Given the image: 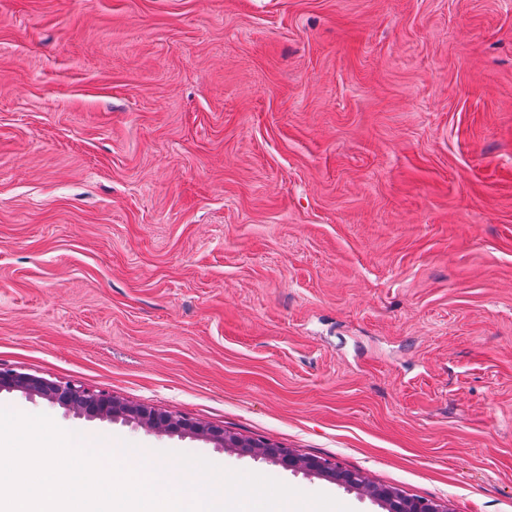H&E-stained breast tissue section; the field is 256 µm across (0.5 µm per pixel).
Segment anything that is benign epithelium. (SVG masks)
<instances>
[{
  "label": "benign epithelium",
  "instance_id": "benign-epithelium-1",
  "mask_svg": "<svg viewBox=\"0 0 512 512\" xmlns=\"http://www.w3.org/2000/svg\"><path fill=\"white\" fill-rule=\"evenodd\" d=\"M3 391H16L29 397L45 399L92 420H122L150 431L200 438L213 443L217 448H234L243 454L270 459L286 469L326 476L337 475L348 485L359 484L358 475L339 470L336 463L328 459L298 456L289 448L274 446L257 439L245 440L224 431L222 427L204 424L187 416L164 414L146 405L126 403L104 392L63 387L42 377L1 369L0 392ZM371 495L386 502L390 512H447L435 501L408 498L393 487L374 488Z\"/></svg>",
  "mask_w": 512,
  "mask_h": 512
}]
</instances>
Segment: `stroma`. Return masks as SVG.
<instances>
[{
	"instance_id": "obj_1",
	"label": "stroma",
	"mask_w": 512,
	"mask_h": 512,
	"mask_svg": "<svg viewBox=\"0 0 512 512\" xmlns=\"http://www.w3.org/2000/svg\"><path fill=\"white\" fill-rule=\"evenodd\" d=\"M0 367L512 512V0H0Z\"/></svg>"
}]
</instances>
